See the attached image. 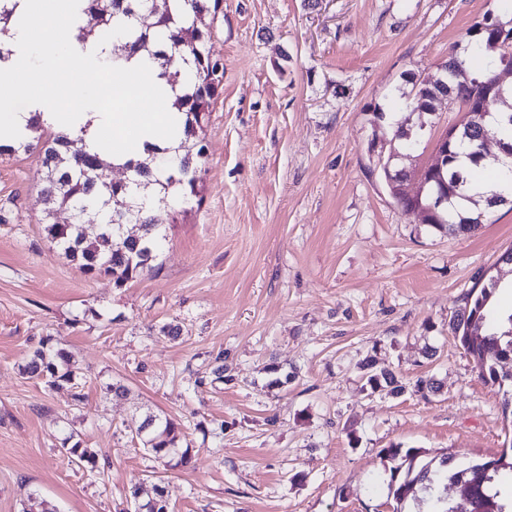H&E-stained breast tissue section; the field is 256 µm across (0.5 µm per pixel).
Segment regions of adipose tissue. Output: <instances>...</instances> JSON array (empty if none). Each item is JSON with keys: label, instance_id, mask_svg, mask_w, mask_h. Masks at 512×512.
<instances>
[{"label": "adipose tissue", "instance_id": "obj_1", "mask_svg": "<svg viewBox=\"0 0 512 512\" xmlns=\"http://www.w3.org/2000/svg\"><path fill=\"white\" fill-rule=\"evenodd\" d=\"M81 8L80 0H17L5 43L9 57L0 61V146L30 140L38 117L56 130L82 132L88 150L117 166L145 159L156 147L176 148L185 116L157 65L138 53L105 70L113 45L76 40ZM89 88L97 99L85 105L80 93Z\"/></svg>", "mask_w": 512, "mask_h": 512}]
</instances>
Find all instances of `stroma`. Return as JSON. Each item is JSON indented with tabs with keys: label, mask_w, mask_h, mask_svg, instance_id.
Returning a JSON list of instances; mask_svg holds the SVG:
<instances>
[{
	"label": "stroma",
	"mask_w": 512,
	"mask_h": 512,
	"mask_svg": "<svg viewBox=\"0 0 512 512\" xmlns=\"http://www.w3.org/2000/svg\"><path fill=\"white\" fill-rule=\"evenodd\" d=\"M489 12L512 22L506 0H222L198 194L158 212L167 237L121 287L47 240L38 152L0 156V512L33 492L57 512H129L128 487L158 477L171 512H394L384 448H512V381L482 380L448 327L512 248V206L450 236L369 172L400 123L430 159L459 115L404 110L413 77ZM45 341L72 355L74 387L22 373ZM366 359L438 389L370 393ZM273 365L293 380L270 387ZM149 410L181 423L187 466L132 440ZM74 443L98 470L71 462Z\"/></svg>",
	"instance_id": "stroma-1"
}]
</instances>
